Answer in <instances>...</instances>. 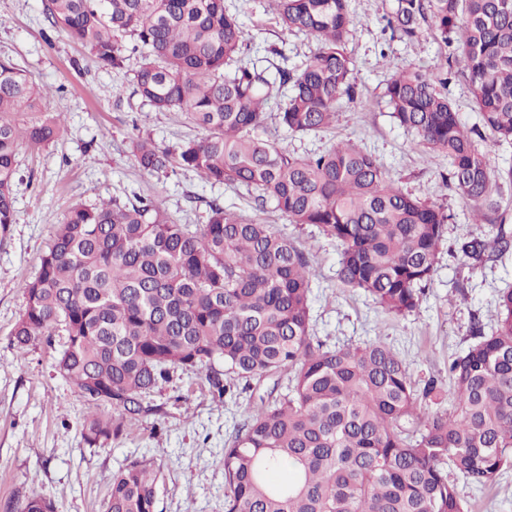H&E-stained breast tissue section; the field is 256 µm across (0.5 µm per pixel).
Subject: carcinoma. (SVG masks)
Returning a JSON list of instances; mask_svg holds the SVG:
<instances>
[{
	"mask_svg": "<svg viewBox=\"0 0 512 512\" xmlns=\"http://www.w3.org/2000/svg\"><path fill=\"white\" fill-rule=\"evenodd\" d=\"M281 27L313 37L299 68L270 80L247 59L244 25L224 0H48L45 18L103 67L138 54L134 93L154 112L181 110L205 131L170 151L147 136L132 142L150 174L191 171L243 187L292 224H312L342 247L339 279L385 311H417L444 240L447 209L395 187L370 151L351 141L299 155L257 131L265 104L291 85L277 124L293 134L328 128L342 99L354 100L356 27L348 0H271ZM427 26L448 53L434 69H398L385 97L394 121L448 157V182L462 198L494 208L496 170L448 99V76H466L492 142L512 143V0H396L386 27L412 39ZM46 89L0 59V231L16 223L20 136L55 141L46 115L24 134L10 115L37 112ZM512 248L456 243L480 263ZM315 270L272 225L213 202L206 224H180L155 198L74 203L54 225L36 278L11 332L20 352L66 336L56 370L95 407L81 434L93 447L120 439L155 412L150 397L176 371L206 373L222 403L250 381L288 371L287 392L261 401L224 443V512H467L456 478L472 488L512 468V288L499 292L496 326L448 362L453 410L425 402L398 352L381 339L329 347L312 336ZM220 359L224 369L217 370ZM153 464L128 459L112 474L106 512H157ZM22 512H54L29 496Z\"/></svg>",
	"mask_w": 512,
	"mask_h": 512,
	"instance_id": "obj_1",
	"label": "carcinoma"
}]
</instances>
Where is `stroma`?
I'll return each mask as SVG.
<instances>
[{
    "label": "stroma",
    "mask_w": 512,
    "mask_h": 512,
    "mask_svg": "<svg viewBox=\"0 0 512 512\" xmlns=\"http://www.w3.org/2000/svg\"><path fill=\"white\" fill-rule=\"evenodd\" d=\"M45 3L0 0V57L48 86L41 112L60 114L62 120L59 137L48 146L20 142L17 220L0 233V512H20L34 494L50 499L55 512H104L112 474L130 457L151 460L159 472L157 512H224V442L274 385L270 379L255 382L249 392L218 403L205 378L179 372L152 398L160 414L142 418L119 440L86 444L81 429L91 407L55 369L63 337L35 342L23 354L11 344L25 306L21 286L37 276L52 225L75 202L154 196L181 223L201 225L209 202L216 200L244 217L273 224L308 254L317 273L313 336L331 346L382 339L399 353L419 387L433 377L447 383L448 361L470 344L472 324L494 328L498 293L512 287V253L475 269L453 253L456 241L489 233L490 227L475 223V202L443 182L447 157L399 127L385 104V83L393 70L432 68L442 56L429 30L410 40L385 31L383 18L395 0H349L357 21L348 46L356 65V98L340 102L334 128L299 135L271 121L260 135L299 154L353 141L378 156L403 192L448 208L452 218L433 277L417 312L404 317L343 285L340 245L311 225L289 223L273 203L257 206L244 191L210 184L193 172L149 176L139 171L131 154L136 133L173 149L202 137V130L184 115L143 106L133 94L135 61L121 70L100 68L88 50L49 28ZM224 5L243 19L249 57L258 66L299 67L317 49L311 37L283 33L268 0H224ZM463 493L470 512H512V469L489 487H467Z\"/></svg>",
    "instance_id": "1"
}]
</instances>
